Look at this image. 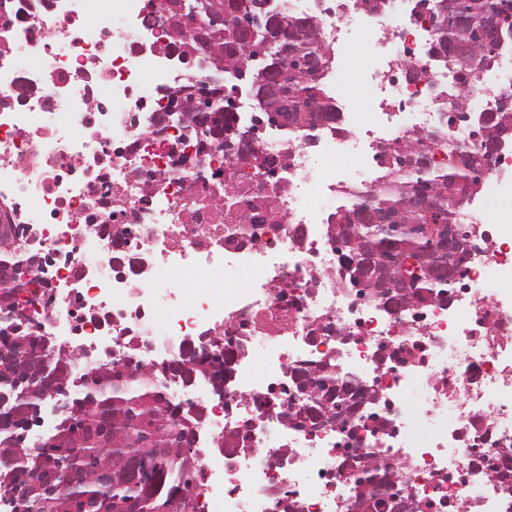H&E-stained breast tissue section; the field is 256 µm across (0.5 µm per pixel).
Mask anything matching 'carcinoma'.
Segmentation results:
<instances>
[{
	"instance_id": "cac0c4a2",
	"label": "carcinoma",
	"mask_w": 512,
	"mask_h": 512,
	"mask_svg": "<svg viewBox=\"0 0 512 512\" xmlns=\"http://www.w3.org/2000/svg\"><path fill=\"white\" fill-rule=\"evenodd\" d=\"M429 2L436 40L431 53L449 56L457 44L474 48L466 62L454 61L467 79L479 66L499 57L502 41L512 38V0H419ZM200 0H167L149 18L168 31L184 30L201 17L211 26L215 61L232 70L241 83L255 89L265 102L267 119L278 126L299 128V114L309 116L307 128L335 122L338 111L323 86L321 48L309 42L317 28L313 20L270 13L266 0H223L225 18L234 22L241 37L203 13ZM499 27V37L486 45L485 32ZM178 93L184 111L192 114L209 107L186 86ZM222 125L224 139L239 143L242 130L224 112L211 113ZM481 139L512 142V105L489 113L481 126ZM431 134H417L387 148L388 172L371 198L339 209L331 216L334 241L339 243L341 269L351 287L368 288L386 305L407 306L443 295L451 283L429 276L421 256L448 261L441 241L432 238L428 225L438 224L443 238L450 236L475 244L460 223L457 204L478 193L486 155L478 148L448 154V165L431 166ZM421 201L432 210L424 215L413 208ZM394 273L407 283L406 292L389 295L371 289V283ZM6 351L0 352V405L11 420L0 424V485L9 494L12 512H195L181 499L188 484L198 485L195 469L196 418L166 398L165 370H144L139 364L96 368L85 372L73 398L79 414L62 415L57 432L38 453L22 449L30 424L41 421V389L47 377L32 371L37 346L29 339L30 327L18 331ZM206 369L191 359L183 363L178 381L186 383ZM295 388L312 402L288 412L295 428H320L324 422L344 421L347 384L323 367L300 369ZM67 462L68 483H63L60 462ZM356 479L355 503L361 512H417L409 495L393 491L389 462L363 456Z\"/></svg>"
}]
</instances>
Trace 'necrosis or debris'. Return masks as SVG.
Returning a JSON list of instances; mask_svg holds the SVG:
<instances>
[{
	"label": "necrosis or debris",
	"mask_w": 512,
	"mask_h": 512,
	"mask_svg": "<svg viewBox=\"0 0 512 512\" xmlns=\"http://www.w3.org/2000/svg\"><path fill=\"white\" fill-rule=\"evenodd\" d=\"M0 0V204L18 265L38 257L52 295L14 318L49 326L60 346L107 345L152 359L206 335L233 341V416L194 384L200 417L199 512H351L361 453L402 463L395 483L420 512H512V148L490 162L485 192L460 216L479 248L441 298L393 312L346 287L329 222L352 188L373 189L385 146L429 130L434 164L474 147L476 129L512 94V45L477 69L466 116L459 76L429 53L435 30L417 0L366 13L356 0H269L317 20L333 62L335 126L291 137L265 124L233 153L198 151L166 122L171 94L203 80L163 31L142 23L165 0ZM375 52L345 56L351 33ZM425 73L408 78L409 69ZM375 93L355 132L341 82ZM496 209L499 219L485 215ZM327 363L373 389L343 424L296 429L266 414L303 402L294 370ZM244 436L234 459L210 452ZM292 461L281 465L278 449Z\"/></svg>",
	"instance_id": "necrosis-or-debris-1"
}]
</instances>
